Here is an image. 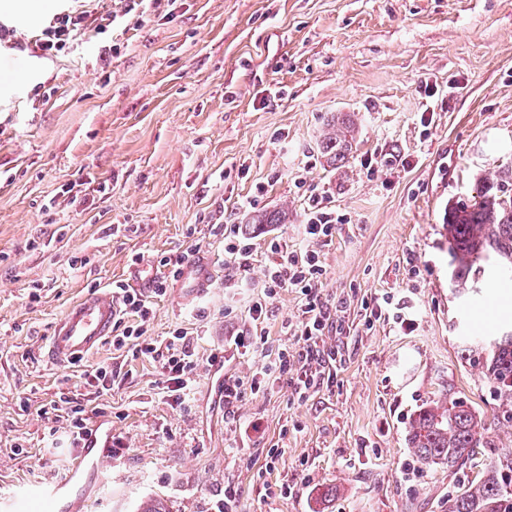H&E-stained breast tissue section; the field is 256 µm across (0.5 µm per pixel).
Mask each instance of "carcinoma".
<instances>
[{
    "label": "carcinoma",
    "mask_w": 512,
    "mask_h": 512,
    "mask_svg": "<svg viewBox=\"0 0 512 512\" xmlns=\"http://www.w3.org/2000/svg\"><path fill=\"white\" fill-rule=\"evenodd\" d=\"M353 142V124L336 117L325 124L319 148L330 161H342ZM250 223L286 224L288 210L257 212ZM442 229L458 294L476 291L488 273L512 285V165L485 179L472 200L448 206ZM461 355L481 370L500 412L490 419L450 389L410 417L408 445L418 463L446 467L454 476L467 475L477 456L490 458L480 478L448 493V512H512V448L496 449L485 438L496 425L512 426V329L493 338L464 337Z\"/></svg>",
    "instance_id": "cac0c4a2"
}]
</instances>
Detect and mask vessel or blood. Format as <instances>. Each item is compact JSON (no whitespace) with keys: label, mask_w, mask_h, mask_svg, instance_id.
Listing matches in <instances>:
<instances>
[{"label":"vessel or blood","mask_w":512,"mask_h":512,"mask_svg":"<svg viewBox=\"0 0 512 512\" xmlns=\"http://www.w3.org/2000/svg\"><path fill=\"white\" fill-rule=\"evenodd\" d=\"M215 279L214 262L196 254L183 262L178 287L182 297L189 300L206 293ZM118 311V301L111 292L94 290L83 294L66 309L55 326L49 349L52 360L64 364L97 351L111 336ZM111 440V429L95 424L81 445L74 472H81L88 466L101 469L110 460L107 449ZM43 493L53 502L65 500L66 512H86L85 495L74 490L69 482L48 485Z\"/></svg>","instance_id":"b4317fda"}]
</instances>
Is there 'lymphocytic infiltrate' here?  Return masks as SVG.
I'll use <instances>...</instances> for the list:
<instances>
[{
	"label": "lymphocytic infiltrate",
	"mask_w": 512,
	"mask_h": 512,
	"mask_svg": "<svg viewBox=\"0 0 512 512\" xmlns=\"http://www.w3.org/2000/svg\"><path fill=\"white\" fill-rule=\"evenodd\" d=\"M143 2L127 0L122 12L131 13ZM119 13L106 7L95 13L81 9L62 11L53 16L40 36L29 41L27 48L40 58L55 57L69 49L86 30L106 33ZM340 222V216L335 208L329 206L326 198L313 194L308 198L303 228L305 247L291 251L279 241H271L270 249L275 259L266 270L262 293L252 300L248 308L250 332L237 334L231 338L230 344L240 349L245 347L247 336H264L265 329L260 321L266 317L269 305L281 290L295 289L304 300V318L296 331L299 343L296 357L300 368L296 373H289L288 355L282 352L274 360L262 363L249 377H226L225 408H233L245 392H264L277 384L286 385L297 398H304L323 384L326 369L336 363L338 351L324 347L323 336L332 326L333 318L323 294L324 270L318 252L311 249L310 244L318 240H332ZM112 291L119 299L122 314L131 318L129 325L113 335V347L128 348L136 358L160 360L164 393L173 402L183 403L191 394L193 376L199 367L190 350L186 332L177 330L165 341H154L147 334L150 307L146 297L123 283L113 285Z\"/></svg>",
	"instance_id": "1"
}]
</instances>
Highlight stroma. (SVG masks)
<instances>
[{"instance_id": "35a3bbf8", "label": "stroma", "mask_w": 512, "mask_h": 512, "mask_svg": "<svg viewBox=\"0 0 512 512\" xmlns=\"http://www.w3.org/2000/svg\"><path fill=\"white\" fill-rule=\"evenodd\" d=\"M71 5L0 8L19 41L0 50V512H55L41 491L70 471L76 404L120 442L102 477L84 476L87 512L148 499L216 512L228 486L238 512H448L451 476L417 463L408 418L450 388L498 409L461 346L512 325V288L485 279L458 296L441 226L449 203L512 163V0H162L56 57L23 49ZM339 113L355 142L332 164L318 142ZM313 189L343 217L316 246L340 324L324 345L342 360L307 398L279 385L225 413L212 361L244 377L297 348L301 297L288 289L263 352L224 356L250 326L270 240L302 245ZM281 208L287 223L248 222ZM226 224L255 245L241 287ZM196 245L218 268L214 288L185 303L168 287L147 323L155 339L181 328L193 342L185 404L162 393L158 362L109 344L50 361L52 330L81 294L143 266L166 277V259ZM382 296L400 317H371ZM101 364L119 374L111 389L85 380Z\"/></svg>"}]
</instances>
